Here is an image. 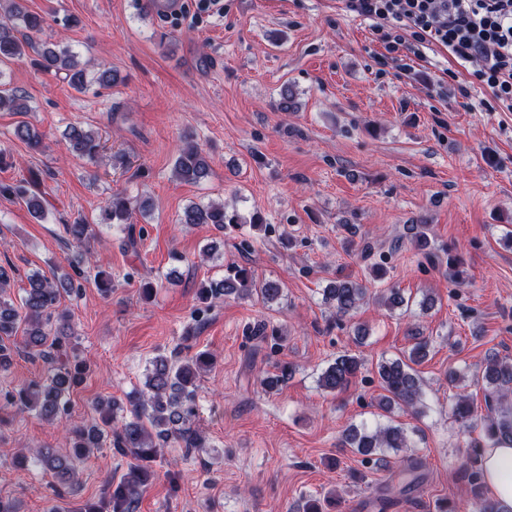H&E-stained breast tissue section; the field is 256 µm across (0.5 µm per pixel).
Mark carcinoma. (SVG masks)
I'll return each mask as SVG.
<instances>
[{
    "label": "carcinoma",
    "mask_w": 512,
    "mask_h": 512,
    "mask_svg": "<svg viewBox=\"0 0 512 512\" xmlns=\"http://www.w3.org/2000/svg\"><path fill=\"white\" fill-rule=\"evenodd\" d=\"M8 3L7 13L0 17V64L24 56L25 49L33 47V36L42 32L46 25L45 17L30 10L26 0H8ZM40 68L47 73L64 75V80L76 91L86 87V69L75 61V55L68 49H43ZM0 109L18 113L30 110L24 93L7 87L1 69ZM14 136L32 149L42 144V135L24 122L15 127ZM66 139L68 150L76 155L93 159L99 154L98 137L80 126H69ZM208 169L199 145L184 142L175 162L177 179L196 184L207 176ZM39 183V177L34 176L17 184L0 185V195L25 200L36 217L43 219L46 209L43 197L37 192ZM103 214L105 219L122 226L124 245L136 248L138 241L143 239L144 229L134 232L130 200L122 195L110 197ZM180 223L212 224L223 231L245 223L258 228L263 219L254 214L247 220L236 211H228L222 202H210L188 206ZM65 229L70 240L77 244L86 242L92 232L91 225L82 218L65 225ZM411 230L413 243L424 251L425 260L437 264L438 254L429 249L427 225L414 224ZM74 272L75 275L64 277L41 272L29 275L17 304L11 297L14 270L0 265V371L8 370L14 356L21 353L41 360L47 368L39 382L6 394L5 400L48 421L69 414L70 392L88 371L85 363L70 360L67 341L72 336L71 315L60 308L61 296L75 290L74 276L83 275L79 267L74 268ZM228 295L239 299L257 295L265 301H273L282 297L283 288L277 280H257L254 272L245 266H232L224 277L201 285L198 292L203 303ZM367 295L368 288L350 278H338L323 289L324 300L333 306L338 319L352 316ZM19 333L22 334L20 342L17 341ZM428 353L429 341L416 336L414 344L402 357L379 362L377 373L384 390L379 406L385 412L398 408L414 416L422 413L424 390L416 366ZM210 364L209 354L198 352L185 356L181 348L158 355L150 361L144 389H136L128 396L129 416L120 419L116 403L98 401L95 403L98 420L69 428L72 454L78 461L87 459L94 449L106 444L117 454L131 458L127 472L118 482L108 485L107 497L112 512H135L143 491L154 477L151 463L156 461L162 448L176 444L180 448L202 452L208 447L196 424V396L200 373ZM361 367L359 358L339 355L322 370L318 385L330 392L344 391L358 376ZM292 370V364H280L278 373L261 378V386L270 391L278 388ZM483 379L487 385L486 416H478L474 400L463 390L454 395L451 405L452 416L469 437L466 473L472 495L465 501L463 512H496L494 503L482 491L481 459L484 449L504 439L512 441V359L497 356L487 359ZM342 446L353 449L368 463L385 448L397 451L408 447V432L404 426L392 423L375 427L352 426L343 434ZM33 458L60 484H67L74 477L73 461L59 456L53 448H39Z\"/></svg>",
    "instance_id": "obj_1"
}]
</instances>
